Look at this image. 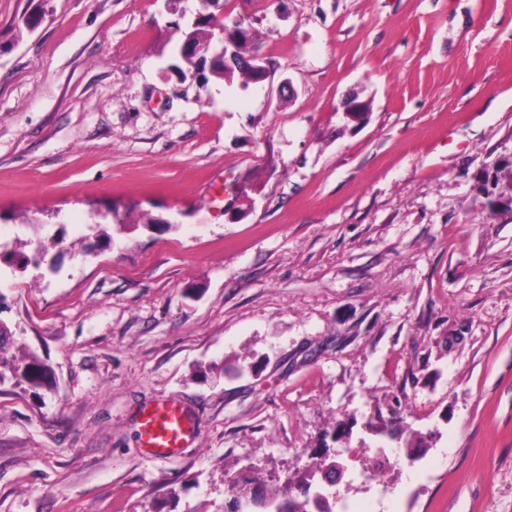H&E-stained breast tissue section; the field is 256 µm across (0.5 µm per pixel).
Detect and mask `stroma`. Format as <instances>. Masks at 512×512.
Wrapping results in <instances>:
<instances>
[{
	"label": "stroma",
	"instance_id": "stroma-1",
	"mask_svg": "<svg viewBox=\"0 0 512 512\" xmlns=\"http://www.w3.org/2000/svg\"><path fill=\"white\" fill-rule=\"evenodd\" d=\"M209 10L0 0V245L57 258L0 265L8 351L50 372L0 382V512H224L324 444L352 506L512 512V212L479 187L512 0H226L273 68L249 86L175 72ZM159 398L199 437L154 460ZM231 493H234V498L237 500L238 507L240 509H246L258 499V495L260 492L259 486L257 484H252L238 487L233 486L231 489ZM238 507L236 505V502L233 501L229 505L225 506L224 512L240 511Z\"/></svg>",
	"mask_w": 512,
	"mask_h": 512
}]
</instances>
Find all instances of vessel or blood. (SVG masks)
I'll return each instance as SVG.
<instances>
[{"instance_id":"b4317fda","label":"vessel or blood","mask_w":512,"mask_h":512,"mask_svg":"<svg viewBox=\"0 0 512 512\" xmlns=\"http://www.w3.org/2000/svg\"><path fill=\"white\" fill-rule=\"evenodd\" d=\"M196 431L195 419L182 405L158 399L141 409L137 441L151 458L165 459L187 448Z\"/></svg>"}]
</instances>
